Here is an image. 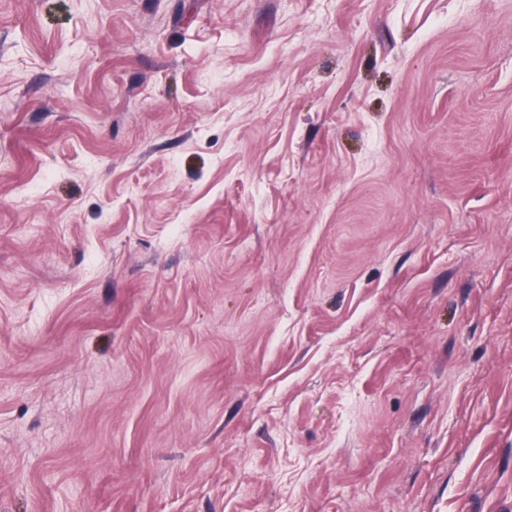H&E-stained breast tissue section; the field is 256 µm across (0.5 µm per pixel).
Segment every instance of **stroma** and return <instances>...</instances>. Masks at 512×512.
I'll use <instances>...</instances> for the list:
<instances>
[{
	"label": "stroma",
	"mask_w": 512,
	"mask_h": 512,
	"mask_svg": "<svg viewBox=\"0 0 512 512\" xmlns=\"http://www.w3.org/2000/svg\"><path fill=\"white\" fill-rule=\"evenodd\" d=\"M0 512H512V0H0Z\"/></svg>",
	"instance_id": "1"
}]
</instances>
